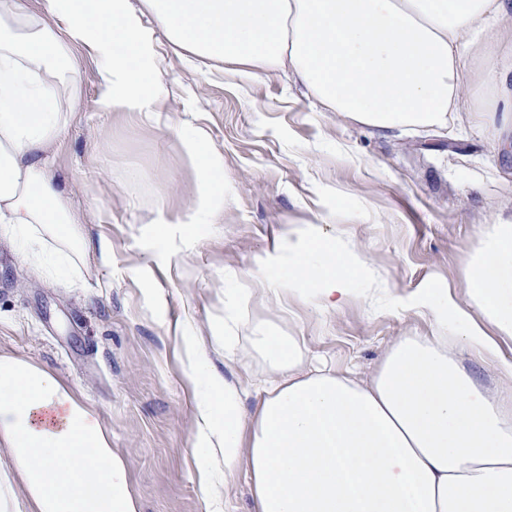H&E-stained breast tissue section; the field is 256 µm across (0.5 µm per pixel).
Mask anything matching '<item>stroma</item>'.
Here are the masks:
<instances>
[{
    "instance_id": "35a3bbf8",
    "label": "stroma",
    "mask_w": 512,
    "mask_h": 512,
    "mask_svg": "<svg viewBox=\"0 0 512 512\" xmlns=\"http://www.w3.org/2000/svg\"><path fill=\"white\" fill-rule=\"evenodd\" d=\"M187 57L159 37L165 95L149 118L102 110L98 69L83 60L53 172L88 213L94 248L75 274L51 281L0 238V353L82 393L125 460L140 512H253L245 467L222 501L201 481L209 460L196 445L202 386L186 368L190 339L206 340L213 370L242 389L241 408L251 413L271 377L258 333L297 337L304 367L364 380L394 340L437 331L417 295L433 290L465 303L468 258L488 225L512 220V126L482 118L501 76L512 90V43L473 52L447 127L390 136L321 111L287 72L254 78ZM185 127L224 158L219 223L187 221L200 162L183 149ZM158 223L168 229L162 241ZM304 232L364 261L338 310L304 296L276 301L287 269L256 267ZM102 240L111 246L105 262L95 248ZM240 291L248 301L228 357L224 306Z\"/></svg>"
}]
</instances>
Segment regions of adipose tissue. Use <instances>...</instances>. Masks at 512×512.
<instances>
[{"instance_id": "obj_1", "label": "adipose tissue", "mask_w": 512, "mask_h": 512, "mask_svg": "<svg viewBox=\"0 0 512 512\" xmlns=\"http://www.w3.org/2000/svg\"><path fill=\"white\" fill-rule=\"evenodd\" d=\"M194 56L288 72L329 112L382 133L440 127L458 100L472 48L512 35V0H0V233L23 259L56 276L86 257L84 214L50 169L80 90L81 58L101 77L104 107L149 114L162 96L158 35ZM201 159L192 224L223 210L220 156L192 128L179 135ZM259 268L288 269V293L311 290L338 308L364 263L331 241L301 236ZM480 318L450 296L420 294L455 340L404 336L363 384L300 372L294 337H263L274 374L255 415L189 345L191 374L208 377L197 403L201 448L224 473L245 463L255 512H512V409L464 371L476 350L501 380L512 360V222L489 225L465 271ZM0 512H138L122 457L96 413L44 369L0 354Z\"/></svg>"}]
</instances>
